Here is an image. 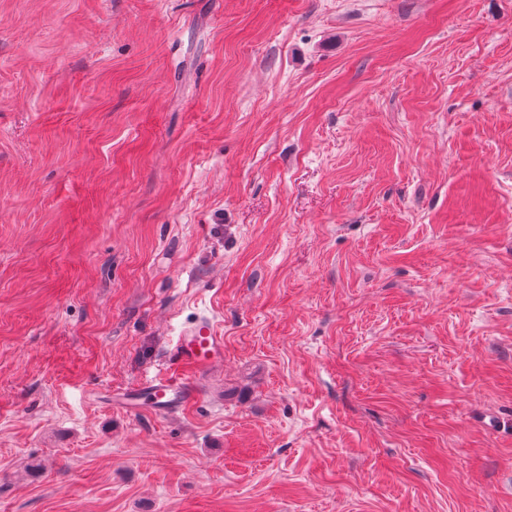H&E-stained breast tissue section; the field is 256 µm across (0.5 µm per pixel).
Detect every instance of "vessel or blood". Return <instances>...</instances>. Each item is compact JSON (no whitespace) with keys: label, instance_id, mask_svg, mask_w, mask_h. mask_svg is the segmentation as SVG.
<instances>
[{"label":"vessel or blood","instance_id":"obj_1","mask_svg":"<svg viewBox=\"0 0 512 512\" xmlns=\"http://www.w3.org/2000/svg\"><path fill=\"white\" fill-rule=\"evenodd\" d=\"M182 375L154 377L127 392L130 408L148 405L165 414L185 405L197 395L193 373L210 370L224 360V338L210 320L202 319L184 328L169 355Z\"/></svg>","mask_w":512,"mask_h":512}]
</instances>
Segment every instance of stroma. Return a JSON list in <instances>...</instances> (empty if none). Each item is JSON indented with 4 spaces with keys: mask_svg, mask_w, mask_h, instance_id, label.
<instances>
[{
    "mask_svg": "<svg viewBox=\"0 0 512 512\" xmlns=\"http://www.w3.org/2000/svg\"><path fill=\"white\" fill-rule=\"evenodd\" d=\"M0 512H512V0H0ZM172 364L195 373L210 370L224 360V338L208 319L184 328L169 355ZM193 378L170 375L148 379L139 388L124 394L125 404L132 409L148 405L162 413H172L196 397Z\"/></svg>",
    "mask_w": 512,
    "mask_h": 512,
    "instance_id": "obj_1",
    "label": "stroma"
}]
</instances>
